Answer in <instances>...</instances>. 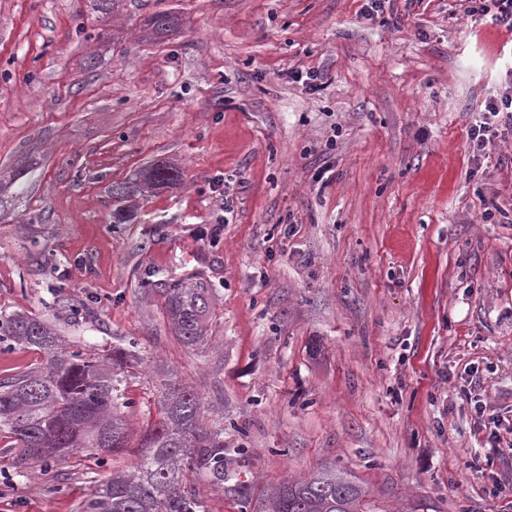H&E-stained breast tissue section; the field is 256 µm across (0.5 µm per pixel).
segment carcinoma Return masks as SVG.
Returning <instances> with one entry per match:
<instances>
[{
	"label": "carcinoma",
	"mask_w": 512,
	"mask_h": 512,
	"mask_svg": "<svg viewBox=\"0 0 512 512\" xmlns=\"http://www.w3.org/2000/svg\"><path fill=\"white\" fill-rule=\"evenodd\" d=\"M157 185L176 182V169L148 171ZM164 298L169 323L189 346L207 339L205 320L210 291L187 279L154 284ZM32 346L45 362L14 381L0 384V430L19 448L15 464L50 470L57 460L74 454L102 455L124 447L128 433L118 408L130 401L119 388L115 367L129 355L68 351L56 329L23 313L0 316V344ZM202 404L184 385L170 380L160 400L159 419L149 430L140 457L130 471L91 489L80 512H208L205 500L187 486L188 472L206 473L218 488H227L253 512H363L365 489L341 469L327 467L297 481H285L253 498V487L240 480L226 487L229 449L224 430L200 427Z\"/></svg>",
	"instance_id": "cac0c4a2"
}]
</instances>
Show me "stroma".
Listing matches in <instances>:
<instances>
[{
    "instance_id": "obj_1",
    "label": "stroma",
    "mask_w": 512,
    "mask_h": 512,
    "mask_svg": "<svg viewBox=\"0 0 512 512\" xmlns=\"http://www.w3.org/2000/svg\"><path fill=\"white\" fill-rule=\"evenodd\" d=\"M366 6L0 0V315L142 361L121 384L130 443L103 464L26 477L0 431V512H80L132 468L174 377L255 488L333 464L366 512H512V452L473 404L512 424V131L478 162L467 136L512 32L466 0ZM157 12L178 30L152 36ZM159 165L181 180L116 203ZM191 276L212 297L197 346L153 287Z\"/></svg>"
}]
</instances>
